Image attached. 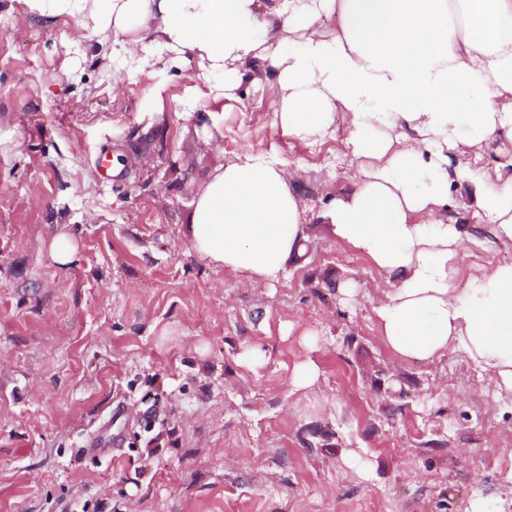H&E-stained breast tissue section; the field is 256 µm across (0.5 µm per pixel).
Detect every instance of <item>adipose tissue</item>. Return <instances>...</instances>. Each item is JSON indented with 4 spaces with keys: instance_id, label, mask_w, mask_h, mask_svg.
Returning <instances> with one entry per match:
<instances>
[{
    "instance_id": "ef3b65f1",
    "label": "adipose tissue",
    "mask_w": 512,
    "mask_h": 512,
    "mask_svg": "<svg viewBox=\"0 0 512 512\" xmlns=\"http://www.w3.org/2000/svg\"><path fill=\"white\" fill-rule=\"evenodd\" d=\"M24 2L111 33L110 56L135 61L139 78L153 77L150 59L188 52L230 94L261 66L290 135H344L354 188L326 216L396 283L377 308L383 343L417 362L458 350L512 391V264L478 267L457 287L464 229L435 219L457 201L512 241V174L471 162L484 144L512 140V0ZM304 211L282 164L243 153L195 199L192 244L273 281L302 249Z\"/></svg>"
}]
</instances>
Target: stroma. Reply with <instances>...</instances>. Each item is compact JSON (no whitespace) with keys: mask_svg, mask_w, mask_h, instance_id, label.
Segmentation results:
<instances>
[{"mask_svg":"<svg viewBox=\"0 0 512 512\" xmlns=\"http://www.w3.org/2000/svg\"><path fill=\"white\" fill-rule=\"evenodd\" d=\"M111 39L0 0V512H512V392L381 342L393 281L324 217L353 187L340 137L289 135L259 70L230 98L189 56L128 80ZM242 151L305 204L275 281L191 245L193 199ZM441 219L470 233L457 284L512 263L474 212Z\"/></svg>","mask_w":512,"mask_h":512,"instance_id":"1","label":"stroma"}]
</instances>
